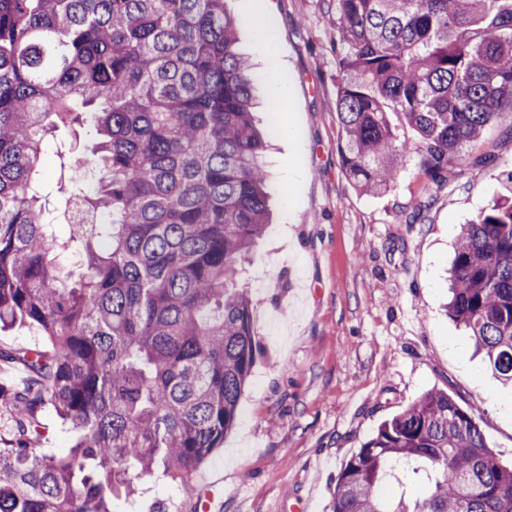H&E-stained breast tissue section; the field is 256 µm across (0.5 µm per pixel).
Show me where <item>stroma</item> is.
Wrapping results in <instances>:
<instances>
[{
	"label": "stroma",
	"instance_id": "stroma-1",
	"mask_svg": "<svg viewBox=\"0 0 512 512\" xmlns=\"http://www.w3.org/2000/svg\"><path fill=\"white\" fill-rule=\"evenodd\" d=\"M256 0H228L238 47L255 75L256 116L274 124L266 169L269 223L241 273L259 354L235 427L186 483L138 482L118 512H198L205 487L217 512H329L330 491L378 425L432 389L474 408L489 447L512 463V387L496 381L467 332L447 316L448 267L463 224L502 193L512 168V112L468 147L494 154L442 191L416 159L387 192L357 191L342 168L336 85L342 51L334 0H269L273 44ZM277 67L290 99L269 114ZM88 123L46 140L44 191L63 271H77L69 194L59 176L96 179Z\"/></svg>",
	"mask_w": 512,
	"mask_h": 512
}]
</instances>
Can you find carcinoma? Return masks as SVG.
<instances>
[{
  "label": "carcinoma",
  "instance_id": "carcinoma-1",
  "mask_svg": "<svg viewBox=\"0 0 512 512\" xmlns=\"http://www.w3.org/2000/svg\"><path fill=\"white\" fill-rule=\"evenodd\" d=\"M227 0H0V327L42 349H1L22 369L0 447V512H115L133 482L187 481L236 424L256 362L243 263L268 220L266 135ZM336 113L343 168L379 194L415 154L436 189L512 104V0H336ZM415 131L411 144L390 115ZM88 121L89 186L60 182L78 225L81 277L56 273L41 182L44 137ZM447 312L498 378L512 381V197L463 225ZM75 437L40 452L37 412ZM410 472L412 496L383 484ZM330 512H512V467L473 409L433 389L345 462ZM43 343L44 336H39L34 329L19 323L0 331V348H33Z\"/></svg>",
  "mask_w": 512,
  "mask_h": 512
}]
</instances>
